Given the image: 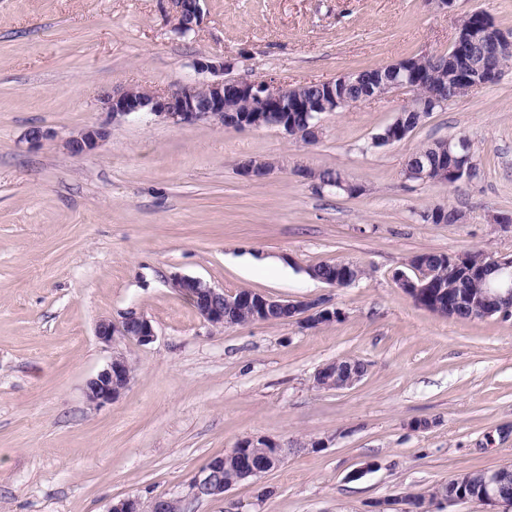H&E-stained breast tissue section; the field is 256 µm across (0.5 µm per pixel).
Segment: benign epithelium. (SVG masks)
<instances>
[{"label":"benign epithelium","instance_id":"7a95c632","mask_svg":"<svg viewBox=\"0 0 512 512\" xmlns=\"http://www.w3.org/2000/svg\"><path fill=\"white\" fill-rule=\"evenodd\" d=\"M202 0H170L175 30L181 33L196 29L203 16ZM512 53V31L499 28L490 16L482 11L470 12L461 17L455 40L448 48V68L451 79L433 87L429 105L444 108L448 101L466 96L476 88L492 85L499 81L500 71L494 60L501 54ZM194 67L200 73L214 76L224 73L225 63L209 57L195 60ZM423 73L417 65L407 59L382 66L370 78L360 74H344L332 81L319 85L321 102L325 106L317 108L311 120L306 122L305 138L308 142L317 140L320 115L334 112L338 108L351 105L348 89L354 85L366 84L374 100L388 94L414 89L422 84ZM247 101L252 104L249 126L276 127L292 132L296 127L289 125L286 112H308L311 104L308 98L299 93V88L273 84L266 81L238 79H214L194 84H186L170 92H156L138 87H130L103 95L100 99L102 110L112 121L137 116H151L157 120L176 125H190L201 121L224 123V113L237 111V103ZM409 133L399 121L389 125L388 130L375 137L374 144L387 145L403 140ZM110 135L109 124L99 123L81 129L62 141L66 154L82 157L91 154ZM55 138V132L42 126H32L23 139L32 147ZM439 154L447 155L448 176L469 180L475 170L469 139L463 136L441 141ZM431 161L427 154L417 158L415 168L407 172L414 180H429ZM448 268L454 272L468 271V274L482 283L476 300L484 306L485 317H508L512 315V255H489L481 265H472L470 253L447 254ZM398 285L409 295L421 302L425 285L416 283L411 277L400 272ZM170 288L184 296L195 308L203 322L209 326L224 323V306L248 304L261 312L284 309L290 317L308 314L310 320H321L334 316L329 302L319 298L283 300L256 292L226 294L224 289L215 288L203 280L185 275H174L169 281ZM98 341L107 347L125 341L146 346L156 339L151 321L141 312L129 309L120 318H102L96 326ZM132 378L131 366L125 354L117 351L96 375L87 380L85 396L94 406H103L117 400L129 386ZM362 376L347 364L334 367L322 366L318 369L316 385L320 388L333 386L338 390L348 389L359 383ZM260 442L274 449V455L283 459L291 447L266 437H249L241 440L240 448ZM224 470V457L210 459L188 482L183 495L177 497L186 508L202 499L227 502L226 510L234 512L237 504L228 498V488L220 481ZM483 504L496 512L498 506H512V495L507 488L512 486V465H504L482 475ZM143 500L137 496H127L111 504L107 512H144Z\"/></svg>","mask_w":512,"mask_h":512}]
</instances>
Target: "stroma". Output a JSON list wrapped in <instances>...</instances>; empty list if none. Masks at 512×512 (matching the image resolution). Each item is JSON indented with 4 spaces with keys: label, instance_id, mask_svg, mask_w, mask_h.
I'll return each instance as SVG.
<instances>
[{
    "label": "stroma",
    "instance_id": "stroma-1",
    "mask_svg": "<svg viewBox=\"0 0 512 512\" xmlns=\"http://www.w3.org/2000/svg\"><path fill=\"white\" fill-rule=\"evenodd\" d=\"M476 10L512 31V0H457L450 13L425 0H204L185 39L167 0H0V512L177 497L247 437L322 446L230 490L240 512H375L512 464V318L449 319L395 280L422 252L512 254V225L497 222L512 215V66L388 145L374 139L411 93L323 113L312 145L276 128L129 118L89 155L60 146L106 121L103 93L200 80V56L224 60L228 79L299 86L447 53ZM33 125L55 140L28 147ZM459 136L474 179L407 178L412 153ZM248 159L276 167L247 177ZM327 168L360 193L316 192L306 174ZM436 206L462 222L422 221ZM336 260L363 278L333 288L306 273ZM174 273L228 293L319 297L341 317L213 328L169 287ZM130 309L157 338L122 343L133 378L91 406L85 383L112 355L95 326ZM348 357L368 366L359 383L315 386L321 366Z\"/></svg>",
    "mask_w": 512,
    "mask_h": 512
}]
</instances>
